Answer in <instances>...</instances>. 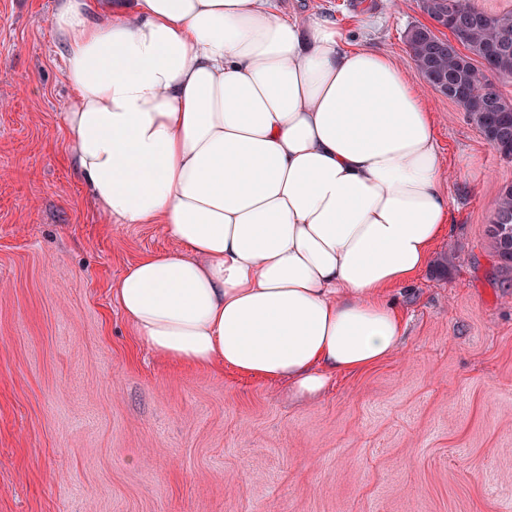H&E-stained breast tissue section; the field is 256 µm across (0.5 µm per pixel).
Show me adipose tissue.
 Here are the masks:
<instances>
[{
    "label": "adipose tissue",
    "mask_w": 512,
    "mask_h": 512,
    "mask_svg": "<svg viewBox=\"0 0 512 512\" xmlns=\"http://www.w3.org/2000/svg\"><path fill=\"white\" fill-rule=\"evenodd\" d=\"M75 170L175 252L117 288L146 347L313 399L404 335L388 288L452 224L435 127L392 56L273 0H58Z\"/></svg>",
    "instance_id": "obj_1"
}]
</instances>
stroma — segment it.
<instances>
[{"mask_svg": "<svg viewBox=\"0 0 512 512\" xmlns=\"http://www.w3.org/2000/svg\"><path fill=\"white\" fill-rule=\"evenodd\" d=\"M414 62L420 0H275ZM55 0H0V512H512V273L487 228L512 159L423 85L453 232L386 296L406 334L311 402L179 365L116 298L158 224H115L74 169Z\"/></svg>", "mask_w": 512, "mask_h": 512, "instance_id": "35a3bbf8", "label": "stroma"}]
</instances>
